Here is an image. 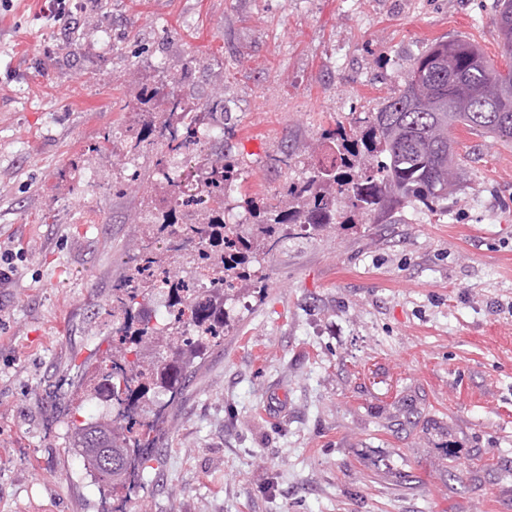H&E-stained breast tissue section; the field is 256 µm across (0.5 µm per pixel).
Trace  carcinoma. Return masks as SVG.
<instances>
[{
	"mask_svg": "<svg viewBox=\"0 0 512 512\" xmlns=\"http://www.w3.org/2000/svg\"><path fill=\"white\" fill-rule=\"evenodd\" d=\"M498 3L494 25L503 50L511 56L512 0ZM459 124L485 137L512 142V69L502 72L470 41L450 38L409 60L401 89L379 111L354 116L347 131L322 132L329 151L304 180V188H286L287 209L276 210L264 199L252 197L238 204L252 218L250 224L234 223L236 215L229 210L224 223L182 224L180 228L191 232L203 248L221 247L206 270L221 277L227 296L245 277L238 271L246 264L245 255L261 249L273 251L298 224L318 230L338 222L353 224L358 217L374 224H397L406 208L448 211V188L460 161L452 149L450 132ZM233 181L234 163L227 160L211 172L203 195L222 203ZM327 185L336 186L337 194L346 199L347 210H337L336 198L323 190ZM155 219L159 223L153 225L152 235L134 258L140 264L137 276L113 285V313L124 316L118 328L119 344L112 345V358L98 369L89 389V394L97 395L100 381L111 382L113 418L124 422L119 435L112 437V454L117 457L112 477L105 476L89 452L100 447L98 428L71 421L74 442L90 457L94 480L112 488L115 495L125 492L128 484L126 449L157 447L148 421V392H178L189 380L181 351L201 352L217 345L230 320L229 313L217 317L190 300L194 292L190 285L201 269L197 255L191 252L177 257L192 266L190 276L179 279L185 295L174 298L180 306L177 319L154 321L134 314L140 289L153 292L170 281L167 270L151 271L160 231L174 227L166 205L157 208ZM150 336H170L175 347L146 366L141 363L140 346Z\"/></svg>",
	"mask_w": 512,
	"mask_h": 512,
	"instance_id": "1",
	"label": "carcinoma"
}]
</instances>
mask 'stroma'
<instances>
[{
    "label": "stroma",
    "instance_id": "stroma-1",
    "mask_svg": "<svg viewBox=\"0 0 512 512\" xmlns=\"http://www.w3.org/2000/svg\"><path fill=\"white\" fill-rule=\"evenodd\" d=\"M47 2L0 0V245L18 254L0 290V512H99L69 420L168 191L128 179L162 120L142 83L223 94L233 207L307 177L322 128L375 111L434 42L466 37L502 71L512 56L496 0ZM451 137L466 160L447 212L296 229L240 282L223 341L163 405L141 512H512V142Z\"/></svg>",
    "mask_w": 512,
    "mask_h": 512
}]
</instances>
